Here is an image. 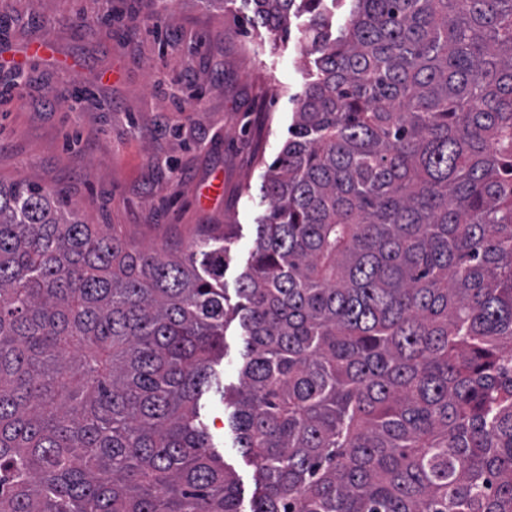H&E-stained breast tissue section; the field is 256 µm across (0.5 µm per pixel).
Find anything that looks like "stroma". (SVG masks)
I'll return each mask as SVG.
<instances>
[{"instance_id": "obj_1", "label": "stroma", "mask_w": 512, "mask_h": 512, "mask_svg": "<svg viewBox=\"0 0 512 512\" xmlns=\"http://www.w3.org/2000/svg\"><path fill=\"white\" fill-rule=\"evenodd\" d=\"M245 0H0V49L51 38L74 70L0 62V181L62 190L86 223L134 245L187 248L205 224H233L234 288L266 211L259 189L310 80L301 41L246 24ZM242 504L254 468L224 425L217 389L201 401Z\"/></svg>"}]
</instances>
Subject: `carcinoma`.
I'll use <instances>...</instances> for the list:
<instances>
[{
  "label": "carcinoma",
  "instance_id": "obj_1",
  "mask_svg": "<svg viewBox=\"0 0 512 512\" xmlns=\"http://www.w3.org/2000/svg\"><path fill=\"white\" fill-rule=\"evenodd\" d=\"M316 55L235 225L135 248L0 183V512H512V0H249ZM236 325L232 323L224 336L228 349L227 355L221 362L215 366L217 373L222 382V387L225 385H238L239 383V336ZM201 404V412L207 420L212 443L234 472L239 483L242 510L248 512L255 490L254 467L250 465L241 448H235L234 435L227 428V423L224 427V399L215 384L204 394Z\"/></svg>",
  "mask_w": 512,
  "mask_h": 512
}]
</instances>
